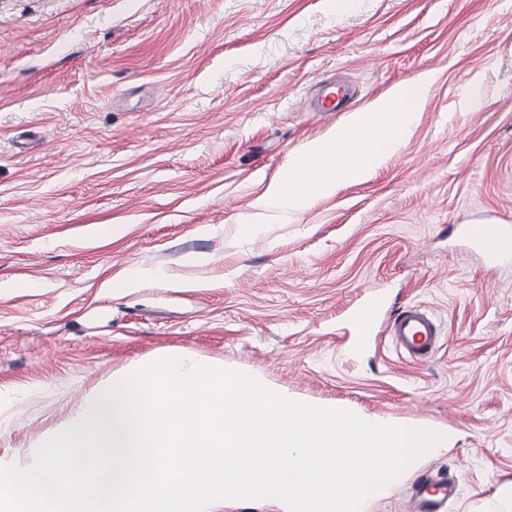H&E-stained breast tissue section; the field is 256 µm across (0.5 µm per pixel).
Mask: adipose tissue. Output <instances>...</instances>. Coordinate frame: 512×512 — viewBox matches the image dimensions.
I'll return each mask as SVG.
<instances>
[{"label":"adipose tissue","mask_w":512,"mask_h":512,"mask_svg":"<svg viewBox=\"0 0 512 512\" xmlns=\"http://www.w3.org/2000/svg\"><path fill=\"white\" fill-rule=\"evenodd\" d=\"M433 77L424 72L353 112L348 123L291 155L271 182L269 197L302 208L349 183L369 181L405 144Z\"/></svg>","instance_id":"obj_1"}]
</instances>
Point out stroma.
<instances>
[{
    "instance_id": "obj_1",
    "label": "stroma",
    "mask_w": 512,
    "mask_h": 512,
    "mask_svg": "<svg viewBox=\"0 0 512 512\" xmlns=\"http://www.w3.org/2000/svg\"><path fill=\"white\" fill-rule=\"evenodd\" d=\"M426 70L370 181L265 204L291 153ZM334 74L357 95L326 118ZM481 223L512 225V0H0V459L26 464L114 373L185 350L450 432L424 465L462 476L447 512H512V261L487 290L463 233ZM410 305L442 330L419 364L380 332Z\"/></svg>"
}]
</instances>
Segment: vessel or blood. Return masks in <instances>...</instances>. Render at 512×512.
Returning a JSON list of instances; mask_svg holds the SVG:
<instances>
[{"label":"vessel or blood","mask_w":512,"mask_h":512,"mask_svg":"<svg viewBox=\"0 0 512 512\" xmlns=\"http://www.w3.org/2000/svg\"><path fill=\"white\" fill-rule=\"evenodd\" d=\"M347 94L346 86L328 87L316 106L317 111L327 115L341 111ZM385 329L396 349L414 363L425 361L435 351L441 337L435 315L420 305L399 312L393 320L387 322ZM458 487L459 479L453 474L445 479H423L410 487L406 512H443L449 496Z\"/></svg>","instance_id":"1"}]
</instances>
